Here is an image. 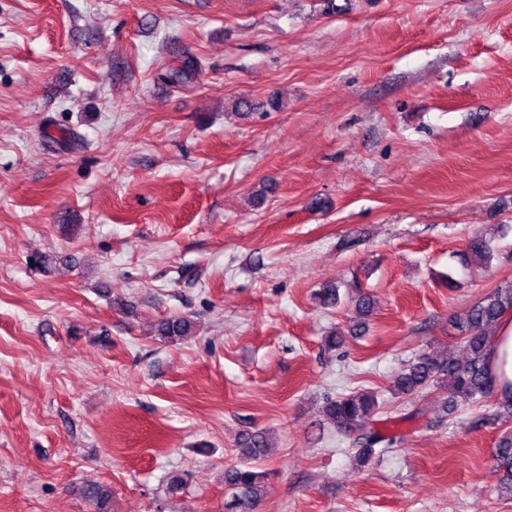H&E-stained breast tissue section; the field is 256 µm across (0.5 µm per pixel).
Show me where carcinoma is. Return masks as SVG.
Returning a JSON list of instances; mask_svg holds the SVG:
<instances>
[{
    "label": "carcinoma",
    "mask_w": 512,
    "mask_h": 512,
    "mask_svg": "<svg viewBox=\"0 0 512 512\" xmlns=\"http://www.w3.org/2000/svg\"><path fill=\"white\" fill-rule=\"evenodd\" d=\"M197 68L196 60L187 57L178 66L168 69L163 78L174 86L184 87L193 82ZM468 250L480 265H489L491 247L482 236L473 235L468 242ZM373 309L371 297L364 296L358 300L360 319L352 326L354 334L358 335L365 329L366 316ZM509 310H512L511 281L495 287L455 320L456 329L465 345L466 358L438 360L420 354L405 364L397 377L395 391L410 395L435 387L449 390L453 404L482 400L494 389L489 368L491 337L486 335L484 328L496 325ZM191 328L188 320L167 318L157 323L156 332L163 339L173 340L188 335ZM379 408L378 397L373 392L342 395L326 401L323 407V413L330 423L354 434L356 457L362 463L374 453L375 446L393 442V438L373 427L375 412ZM273 451L274 445L265 432H254L244 438L241 443L242 461L224 469V512H254L268 476L262 470V463ZM493 465L502 473L501 482L507 486L508 496L512 497V433L498 441L493 453ZM84 495L94 504L97 512H111L110 486L90 485L84 490Z\"/></svg>",
    "instance_id": "obj_1"
}]
</instances>
